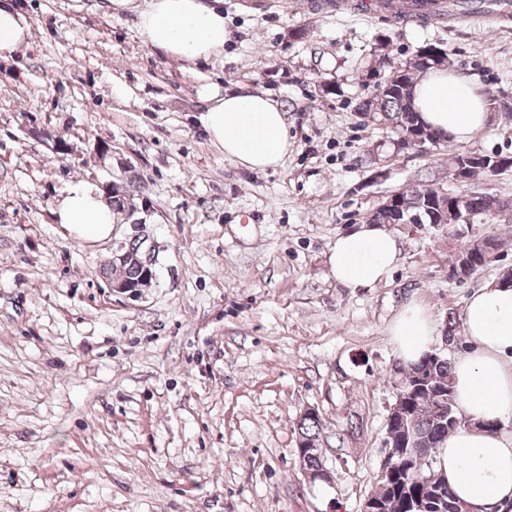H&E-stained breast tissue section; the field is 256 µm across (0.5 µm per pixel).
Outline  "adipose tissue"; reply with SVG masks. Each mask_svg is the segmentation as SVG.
Instances as JSON below:
<instances>
[{
  "label": "adipose tissue",
  "mask_w": 512,
  "mask_h": 512,
  "mask_svg": "<svg viewBox=\"0 0 512 512\" xmlns=\"http://www.w3.org/2000/svg\"><path fill=\"white\" fill-rule=\"evenodd\" d=\"M106 12H131L153 47L185 61L222 55L228 34L223 0H103ZM31 37L17 0H0V59L14 58ZM199 122L208 139L240 166L263 171L281 165L291 143L279 103L245 89L205 94ZM422 120L457 142L488 124V97L476 78L441 68L423 73L414 87ZM55 219L96 242L112 233V210L93 187H78L58 204ZM401 250L382 224H362L337 236L331 273L342 287L372 288L393 273ZM466 347L453 361L454 396L466 422L435 453V470L459 500L476 512H501L512 503V439L482 429V422L512 420V286L493 281L475 290L461 316ZM396 352L415 363L430 352L435 329L427 308L409 300L390 326Z\"/></svg>",
  "instance_id": "ef3b65f1"
}]
</instances>
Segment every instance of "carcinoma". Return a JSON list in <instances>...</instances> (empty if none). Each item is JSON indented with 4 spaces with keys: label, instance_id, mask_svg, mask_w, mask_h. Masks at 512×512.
I'll return each mask as SVG.
<instances>
[{
    "label": "carcinoma",
    "instance_id": "obj_1",
    "mask_svg": "<svg viewBox=\"0 0 512 512\" xmlns=\"http://www.w3.org/2000/svg\"><path fill=\"white\" fill-rule=\"evenodd\" d=\"M438 67L426 58V63L390 72L377 82L375 92L358 105L359 113L390 125L399 136H408L423 122L413 102L416 74ZM512 162V157L487 156V161L469 166V177L479 173L498 172L495 162ZM436 184L419 183L399 193L400 206L407 214L423 212ZM486 249L470 255L466 276L475 274L491 262L499 243L495 236L484 237ZM404 392L411 407V419L386 425L392 435L391 445L398 452L394 471L379 476L375 489L366 496L371 512H463L461 502L429 464L436 449L453 432L461 414L454 398L451 362L447 356L432 351L414 363L404 378ZM323 424L317 417L304 416L297 420L296 431L305 438L318 440Z\"/></svg>",
    "mask_w": 512,
    "mask_h": 512
}]
</instances>
